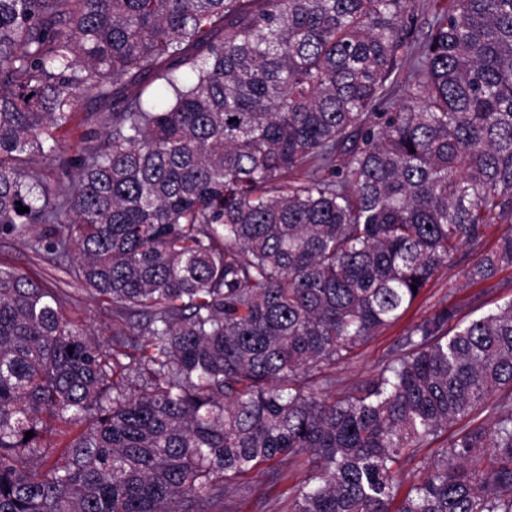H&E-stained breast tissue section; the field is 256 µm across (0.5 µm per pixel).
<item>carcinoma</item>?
Segmentation results:
<instances>
[{"mask_svg":"<svg viewBox=\"0 0 512 512\" xmlns=\"http://www.w3.org/2000/svg\"><path fill=\"white\" fill-rule=\"evenodd\" d=\"M82 100L107 111L71 153ZM34 224L145 339L107 352L0 267V512H224L305 453L291 512H512V300L442 307L326 396L461 248L472 283L512 269V0L422 35L415 0H0V234ZM486 405L395 501V467ZM88 112H95V109L90 104L85 103L74 115L71 123L66 128L56 133L61 145L70 149L71 152L78 151L85 146L81 138L86 127L84 121L88 117Z\"/></svg>","mask_w":512,"mask_h":512,"instance_id":"obj_1","label":"carcinoma"}]
</instances>
